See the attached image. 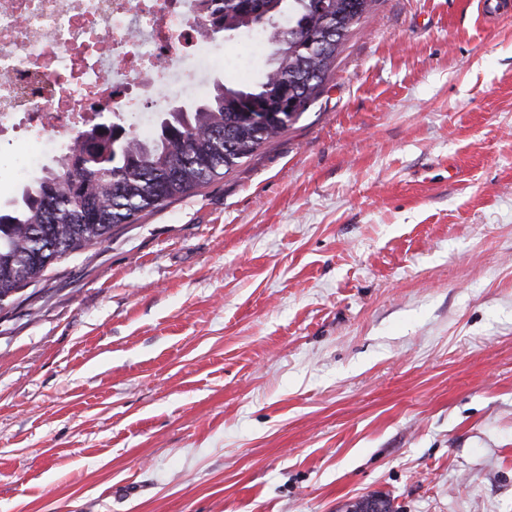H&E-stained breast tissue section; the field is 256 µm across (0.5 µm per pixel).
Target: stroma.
Segmentation results:
<instances>
[{"label":"stroma","instance_id":"stroma-1","mask_svg":"<svg viewBox=\"0 0 512 512\" xmlns=\"http://www.w3.org/2000/svg\"><path fill=\"white\" fill-rule=\"evenodd\" d=\"M0 310V512H512V0H377L223 178Z\"/></svg>","mask_w":512,"mask_h":512}]
</instances>
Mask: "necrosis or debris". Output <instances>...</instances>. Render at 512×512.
Masks as SVG:
<instances>
[{
    "mask_svg": "<svg viewBox=\"0 0 512 512\" xmlns=\"http://www.w3.org/2000/svg\"><path fill=\"white\" fill-rule=\"evenodd\" d=\"M197 0H0V141L30 169L61 159L101 113L151 136V89L196 96L229 57Z\"/></svg>",
    "mask_w": 512,
    "mask_h": 512,
    "instance_id": "obj_1",
    "label": "necrosis or debris"
}]
</instances>
